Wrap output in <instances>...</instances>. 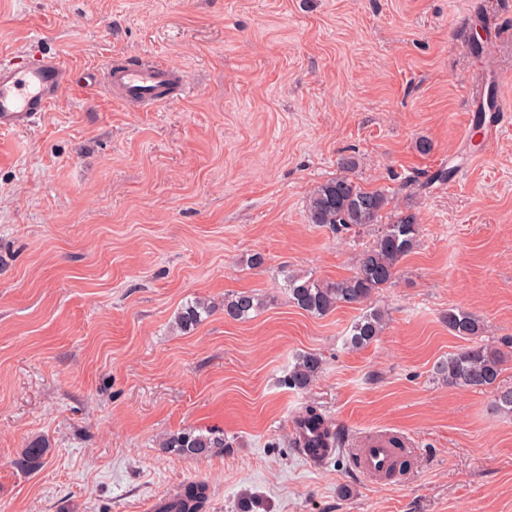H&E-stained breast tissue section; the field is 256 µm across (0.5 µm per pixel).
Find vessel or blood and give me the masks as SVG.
Returning a JSON list of instances; mask_svg holds the SVG:
<instances>
[{"label": "vessel or blood", "instance_id": "1", "mask_svg": "<svg viewBox=\"0 0 512 512\" xmlns=\"http://www.w3.org/2000/svg\"><path fill=\"white\" fill-rule=\"evenodd\" d=\"M174 79L180 91H187V77H175L173 70L160 62H141L105 64L89 81L121 102L152 109L166 103L162 89ZM79 80V74L55 55H42L18 67L0 64V129L30 127L38 114L49 110L61 87ZM353 454L367 480L383 483L400 451L394 448L390 434L373 432L358 440Z\"/></svg>", "mask_w": 512, "mask_h": 512}]
</instances>
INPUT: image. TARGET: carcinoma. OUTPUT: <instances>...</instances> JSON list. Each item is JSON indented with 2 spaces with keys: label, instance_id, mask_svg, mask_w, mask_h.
I'll use <instances>...</instances> for the list:
<instances>
[{
  "label": "carcinoma",
  "instance_id": "1",
  "mask_svg": "<svg viewBox=\"0 0 512 512\" xmlns=\"http://www.w3.org/2000/svg\"><path fill=\"white\" fill-rule=\"evenodd\" d=\"M387 205L389 198L384 193L365 189L346 175L316 185L308 199L311 223L326 227L337 235L375 226V239L359 254L353 273L347 277L323 281L290 272L284 278L288 300L311 315L326 316L344 305L364 307L351 328L350 345L355 348L372 343L380 335L385 313L379 308L367 307V303L395 279L401 260L413 248L419 233L418 218L414 213H400L394 221L382 223V212ZM265 304V297L253 291L227 294L224 296V318L246 321ZM212 311L213 307L202 301L188 305L177 315L178 328L187 333L199 324L201 313ZM444 320L449 331L471 344L439 361L435 374L453 387L493 390L494 409L512 415V386H505L500 381L505 353L477 341L482 327L471 313L450 308ZM322 369L323 359L319 354L304 352L297 356L284 383L290 389L304 391ZM298 427L311 432L303 437L300 447L312 454L322 448H335L340 443L341 434L327 427L322 415L313 407L305 409ZM224 447V435L213 430L173 432L159 443V448L166 453L195 458H209L224 451ZM48 453L49 444L42 439L34 440L23 449L20 465L37 469L43 466ZM206 498L205 485L191 482L177 498L175 508H161L158 512H202Z\"/></svg>",
  "mask_w": 512,
  "mask_h": 512
}]
</instances>
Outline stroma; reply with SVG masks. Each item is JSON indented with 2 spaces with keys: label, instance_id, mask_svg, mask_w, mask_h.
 <instances>
[{
  "label": "stroma",
  "instance_id": "stroma-1",
  "mask_svg": "<svg viewBox=\"0 0 512 512\" xmlns=\"http://www.w3.org/2000/svg\"><path fill=\"white\" fill-rule=\"evenodd\" d=\"M35 52L85 74L158 57L193 89L145 112L70 85L0 130V512H153L195 480L205 512L246 492L263 512H512V415L434 373L466 345L449 308L512 338V123L465 135L473 91L512 106V0H0V57ZM343 174L388 196L384 220L420 224L361 348V308L317 317L283 289L288 271L350 275L372 243L308 221L310 191ZM240 291L264 309L225 320ZM198 299L213 312L181 332ZM304 352L323 371L288 389ZM310 406L343 436L317 465L294 444ZM184 429L224 452L160 450ZM373 430L414 451L384 486L350 457ZM38 438L44 465L20 468Z\"/></svg>",
  "mask_w": 512,
  "mask_h": 512
}]
</instances>
